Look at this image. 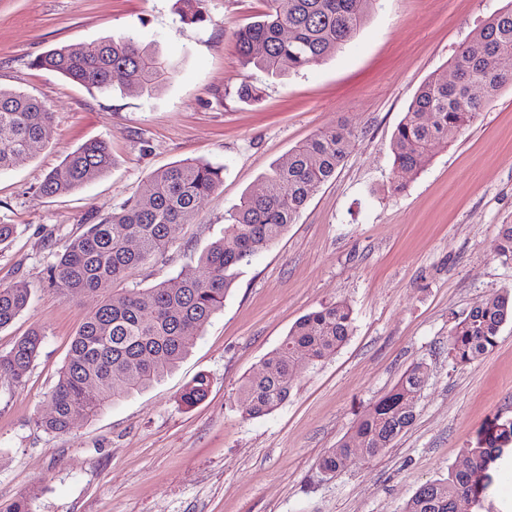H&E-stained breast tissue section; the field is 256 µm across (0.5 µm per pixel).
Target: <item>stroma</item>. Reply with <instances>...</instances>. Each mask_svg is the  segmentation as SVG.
Instances as JSON below:
<instances>
[{
  "label": "stroma",
  "instance_id": "1",
  "mask_svg": "<svg viewBox=\"0 0 512 512\" xmlns=\"http://www.w3.org/2000/svg\"><path fill=\"white\" fill-rule=\"evenodd\" d=\"M503 0H379L364 28L324 61L282 78L243 68L233 34L259 0H207L208 21L179 19L178 0H0V87L34 96L52 120L33 156L0 171V286L30 288L29 307L0 330V352L29 329L45 340L22 384L0 383V503L33 494L34 512H402L426 482L447 477L465 448L512 417V323L496 347L464 367L448 357L452 317L512 289V264L494 256L498 227L512 224V87L403 191L391 189L392 133L416 90L451 59ZM133 34L176 61L150 96L120 84L89 93L34 66L43 52L87 51ZM249 82L256 101L239 99ZM336 125L353 146L282 238L241 268L223 311L204 326L177 370L68 434L36 419L50 410L71 341L98 304L48 285L55 254L87 225L118 210L146 176L203 159L224 182L173 248L131 277L139 287L191 273L221 238L245 190L288 150ZM106 140L110 170L62 196L46 174L81 144ZM343 301L354 330L318 363L301 358L288 400L243 417L237 389L303 315ZM416 362L428 368L411 428L377 459H349L333 475L318 460ZM211 388L180 400L198 374ZM481 506L512 512V462H500Z\"/></svg>",
  "mask_w": 512,
  "mask_h": 512
}]
</instances>
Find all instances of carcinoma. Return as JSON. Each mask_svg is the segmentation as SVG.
I'll list each match as a JSON object with an SVG mask.
<instances>
[{
  "instance_id": "cac0c4a2",
  "label": "carcinoma",
  "mask_w": 512,
  "mask_h": 512,
  "mask_svg": "<svg viewBox=\"0 0 512 512\" xmlns=\"http://www.w3.org/2000/svg\"><path fill=\"white\" fill-rule=\"evenodd\" d=\"M205 0H181V20L207 21ZM257 20L234 35L235 50L244 67L271 77L299 72L334 55L367 22L379 0H262ZM512 52V0L496 10L454 57L457 81L436 74L414 94L397 125L390 149L393 190L429 162L440 144L448 143L473 123L506 85L512 73L496 63L497 55ZM34 65L60 74L90 92L112 88L123 80L135 96L159 91L175 64L158 49L143 45L131 34L109 38L94 53L69 46L53 48ZM477 81L480 96L469 93ZM52 113L40 100L0 88V170L30 157L43 138ZM351 149V138L334 126L325 127L291 148L264 177L261 192L243 195L230 216L224 236L199 257L190 275L163 281L151 288L133 285L116 292L112 285L159 258L173 246L169 228L192 221L198 204L223 183L224 168L209 162L187 161L157 170L117 211L65 242L50 266L49 283L65 299L98 293L102 300L74 336L58 380L50 393V412L39 419L46 432L64 435L80 421L93 420L134 392L160 381L185 358L204 325L224 308V297L239 270L274 245L295 222L313 194L331 180ZM112 166L104 140L80 146L50 171L39 187L53 196L72 192L103 175ZM133 239L137 247L126 242ZM495 256L512 263V224L496 235ZM31 290L23 283L0 287V329L9 326L29 305ZM512 322V292L494 293L448 331V356L466 366L497 344L501 327ZM353 312L342 301L328 303L300 318L273 355L238 388L242 414L259 418L289 397L301 350L321 360L343 346L352 333ZM43 332L34 329L0 353V381L19 384L37 357ZM421 363L411 365L398 383L357 421L336 448L324 452L320 469L339 470L349 455L372 460L384 455L415 419V406L427 383ZM210 379L196 376L181 400L192 406L208 394ZM512 446V418L485 432L477 445L463 451L448 477L430 481L409 498L403 512H455L462 494L480 497L490 482L489 468Z\"/></svg>"
}]
</instances>
